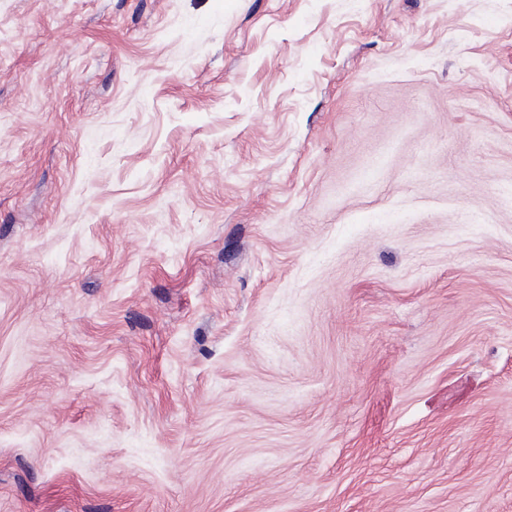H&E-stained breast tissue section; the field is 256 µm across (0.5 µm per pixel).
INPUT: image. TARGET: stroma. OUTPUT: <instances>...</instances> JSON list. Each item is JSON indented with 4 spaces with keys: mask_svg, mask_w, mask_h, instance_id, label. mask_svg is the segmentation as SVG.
<instances>
[{
    "mask_svg": "<svg viewBox=\"0 0 512 512\" xmlns=\"http://www.w3.org/2000/svg\"><path fill=\"white\" fill-rule=\"evenodd\" d=\"M0 512H512V0H0Z\"/></svg>",
    "mask_w": 512,
    "mask_h": 512,
    "instance_id": "1",
    "label": "stroma"
}]
</instances>
